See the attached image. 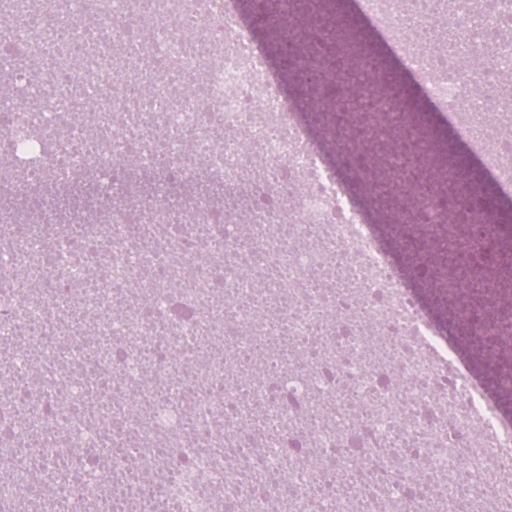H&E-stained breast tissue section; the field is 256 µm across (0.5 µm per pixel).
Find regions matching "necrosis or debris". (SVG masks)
<instances>
[{"label": "necrosis or debris", "mask_w": 512, "mask_h": 512, "mask_svg": "<svg viewBox=\"0 0 512 512\" xmlns=\"http://www.w3.org/2000/svg\"><path fill=\"white\" fill-rule=\"evenodd\" d=\"M358 4L512 187V109L485 119L512 0ZM288 37L299 70L332 46ZM0 56V512H512L497 392L307 145L239 0H39ZM371 77L337 81L339 140ZM363 114L374 142L404 124L389 97ZM90 182L104 211L28 207ZM449 209L432 178L394 221L447 226L452 254L506 231Z\"/></svg>", "instance_id": "1"}]
</instances>
